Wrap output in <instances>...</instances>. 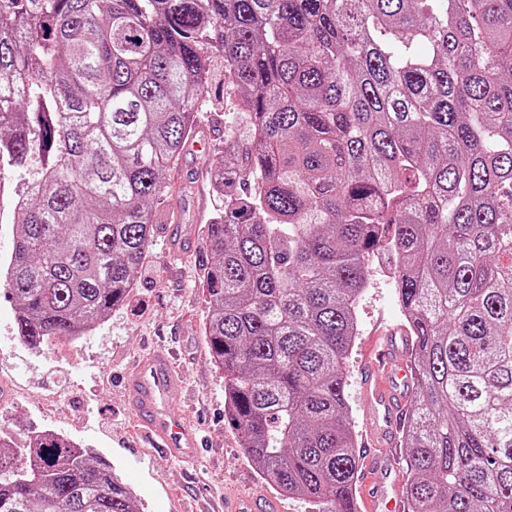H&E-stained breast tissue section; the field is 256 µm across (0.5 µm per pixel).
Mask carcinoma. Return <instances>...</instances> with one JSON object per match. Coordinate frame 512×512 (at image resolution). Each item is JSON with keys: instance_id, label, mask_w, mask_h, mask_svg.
<instances>
[{"instance_id": "1", "label": "carcinoma", "mask_w": 512, "mask_h": 512, "mask_svg": "<svg viewBox=\"0 0 512 512\" xmlns=\"http://www.w3.org/2000/svg\"><path fill=\"white\" fill-rule=\"evenodd\" d=\"M217 55L241 123L203 333L245 453L355 512L346 367L377 253L413 346L409 512H512V0H0L19 336L80 337L129 297ZM5 438L0 512H139L70 440Z\"/></svg>"}]
</instances>
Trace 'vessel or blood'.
Masks as SVG:
<instances>
[{
  "mask_svg": "<svg viewBox=\"0 0 512 512\" xmlns=\"http://www.w3.org/2000/svg\"><path fill=\"white\" fill-rule=\"evenodd\" d=\"M409 345L404 328L386 326L374 335L361 371L366 413L365 465L356 476L355 512H404L399 494L400 464L390 455L399 444L405 413L413 398L412 375L396 359ZM182 375L170 351L159 348L139 357L126 378L130 412L138 429L157 446L185 458L198 446L190 421L175 414ZM231 512H281L274 498H238Z\"/></svg>",
  "mask_w": 512,
  "mask_h": 512,
  "instance_id": "1",
  "label": "vessel or blood"
}]
</instances>
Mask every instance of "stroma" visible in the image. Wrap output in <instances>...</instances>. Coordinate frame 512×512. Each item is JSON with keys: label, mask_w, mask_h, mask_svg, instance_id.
I'll list each match as a JSON object with an SVG mask.
<instances>
[{"label": "stroma", "mask_w": 512, "mask_h": 512, "mask_svg": "<svg viewBox=\"0 0 512 512\" xmlns=\"http://www.w3.org/2000/svg\"><path fill=\"white\" fill-rule=\"evenodd\" d=\"M216 70L211 102L198 117L199 135L190 139L170 174L171 195L161 224L128 302L75 341H54L29 349L17 333L15 303L0 286V421L16 444L34 431L51 430L78 442L112 466L135 493L141 512H225L238 495H270L237 432L224 420V380L213 365L203 324L207 315L199 286L205 257L204 230L216 209L211 170L224 155V133L238 117ZM20 177L0 179V257H10L17 227L14 201ZM368 286L357 305L359 335L347 363L349 418L362 427L359 368L377 321L403 320L395 284L379 257L365 259ZM173 349L184 374L180 411L204 437L188 461L166 456L143 441L128 408L123 377L136 358L157 348Z\"/></svg>", "instance_id": "obj_1"}]
</instances>
